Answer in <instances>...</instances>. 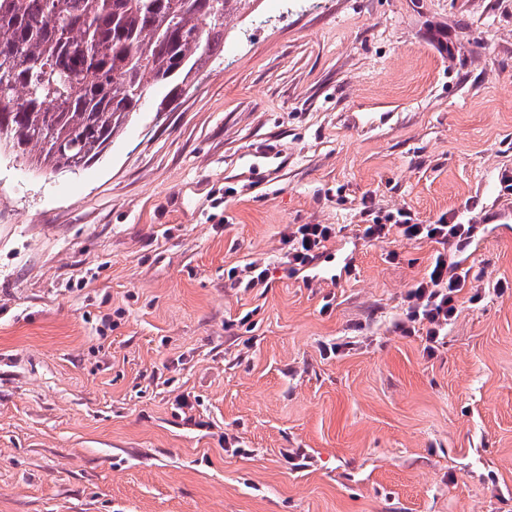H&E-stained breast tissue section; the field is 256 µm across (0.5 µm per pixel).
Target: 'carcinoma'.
Returning <instances> with one entry per match:
<instances>
[{
    "label": "carcinoma",
    "mask_w": 512,
    "mask_h": 512,
    "mask_svg": "<svg viewBox=\"0 0 512 512\" xmlns=\"http://www.w3.org/2000/svg\"><path fill=\"white\" fill-rule=\"evenodd\" d=\"M252 0H0V146L38 170L81 169L141 108L224 53Z\"/></svg>",
    "instance_id": "carcinoma-1"
}]
</instances>
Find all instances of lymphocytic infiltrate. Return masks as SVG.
<instances>
[{"label": "lymphocytic infiltrate", "mask_w": 512, "mask_h": 512, "mask_svg": "<svg viewBox=\"0 0 512 512\" xmlns=\"http://www.w3.org/2000/svg\"><path fill=\"white\" fill-rule=\"evenodd\" d=\"M341 231L338 224L285 225L281 233L284 275L295 276L313 265L328 246L335 243ZM477 232V225L452 224L444 217L431 224H419L410 212L402 210L374 216L369 223L356 227L357 237L369 242L398 237L439 245V252L433 255L423 276L408 289L402 316L395 324L402 336L423 337L426 354H434L437 346L443 344L449 326L458 316L461 298L475 303L482 301L486 293L482 272L449 260L444 250L445 245L451 243L456 248L466 249Z\"/></svg>", "instance_id": "lymphocytic-infiltrate-1"}]
</instances>
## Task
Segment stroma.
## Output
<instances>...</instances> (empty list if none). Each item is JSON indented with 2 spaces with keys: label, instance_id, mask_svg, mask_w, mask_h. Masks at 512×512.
I'll list each match as a JSON object with an SVG mask.
<instances>
[{
  "label": "stroma",
  "instance_id": "35a3bbf8",
  "mask_svg": "<svg viewBox=\"0 0 512 512\" xmlns=\"http://www.w3.org/2000/svg\"><path fill=\"white\" fill-rule=\"evenodd\" d=\"M511 179L512 0H252L79 171L0 150V512H512ZM368 210L480 226L434 358ZM288 224L343 230L286 278ZM268 275V264L258 263L257 261L246 263L240 269L239 266L231 267L227 271L231 285L244 288V290L267 287Z\"/></svg>",
  "mask_w": 512,
  "mask_h": 512
}]
</instances>
